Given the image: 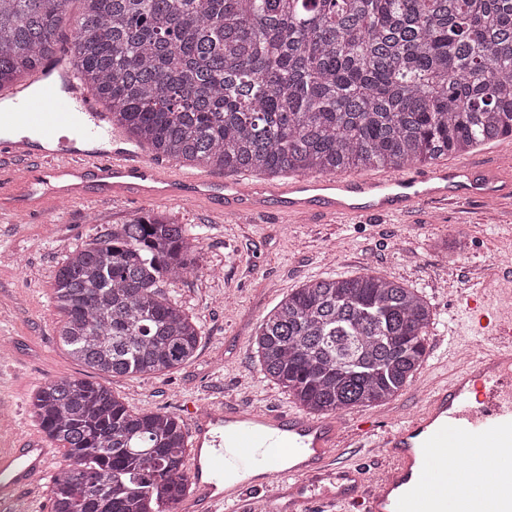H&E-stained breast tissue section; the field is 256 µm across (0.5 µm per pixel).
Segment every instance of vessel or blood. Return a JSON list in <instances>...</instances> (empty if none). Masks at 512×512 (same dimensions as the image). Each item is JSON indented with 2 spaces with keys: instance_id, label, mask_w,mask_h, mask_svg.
I'll return each mask as SVG.
<instances>
[{
  "instance_id": "vessel-or-blood-1",
  "label": "vessel or blood",
  "mask_w": 512,
  "mask_h": 512,
  "mask_svg": "<svg viewBox=\"0 0 512 512\" xmlns=\"http://www.w3.org/2000/svg\"><path fill=\"white\" fill-rule=\"evenodd\" d=\"M31 95L8 93L0 123L57 138L51 150L25 137L0 138V207L50 220L57 203L127 196L203 199L225 213L255 217L275 208L289 219L407 215L420 206L512 196V175L468 162L390 177L300 176L283 185L181 175L128 148L111 116L80 80L73 61L53 58ZM71 130L63 138L62 130ZM459 301L475 335L491 346L461 363L435 386L420 412L393 425L365 422L349 432L337 418L313 421L291 411L228 402L200 413L191 427L206 464H194L192 497L183 512H254L258 494L308 477L322 482L325 508L349 512H512V307L486 289L460 290ZM382 448L377 475L341 460L348 434ZM465 459L448 467L449 455ZM51 449L0 446V498L13 500L50 470ZM234 470L239 480L225 483Z\"/></svg>"
}]
</instances>
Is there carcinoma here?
Wrapping results in <instances>:
<instances>
[{
	"mask_svg": "<svg viewBox=\"0 0 512 512\" xmlns=\"http://www.w3.org/2000/svg\"><path fill=\"white\" fill-rule=\"evenodd\" d=\"M69 0H0V87L56 54ZM82 82L156 157L266 177L403 169L512 137V0H83ZM203 231L152 212L69 253L53 279L69 355L108 377L190 361L199 320L161 289L200 270ZM433 312L369 273L311 280L254 337L263 377L307 414L384 405L422 367ZM32 416L69 463L52 512H171L190 485L183 423L85 378Z\"/></svg>",
	"mask_w": 512,
	"mask_h": 512,
	"instance_id": "cac0c4a2",
	"label": "carcinoma"
}]
</instances>
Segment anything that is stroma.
Wrapping results in <instances>:
<instances>
[{"label": "stroma", "instance_id": "stroma-1", "mask_svg": "<svg viewBox=\"0 0 512 512\" xmlns=\"http://www.w3.org/2000/svg\"><path fill=\"white\" fill-rule=\"evenodd\" d=\"M165 213L201 226L200 271L164 292L203 325L195 356L161 376L127 375L106 386L136 411L163 409L191 426L195 411L243 401L294 409L293 400L261 371L253 338L263 317L307 281L363 273L404 280L432 305L436 320L427 336V358L392 402L348 410L357 424L373 418L398 421L419 410L435 384L447 381L457 362L451 353L466 325L457 306L459 289L494 287L512 267V198L489 206H424L409 216L340 219L312 216L283 223L265 214L240 222L199 202L168 199H88L58 205L52 227L0 214V337L13 345L0 361V402L12 411L0 418V434L20 444L44 441L30 400L45 381L93 378L60 345V316L51 301L54 272L70 251L141 212ZM461 238L452 253L442 241Z\"/></svg>", "mask_w": 512, "mask_h": 512}]
</instances>
